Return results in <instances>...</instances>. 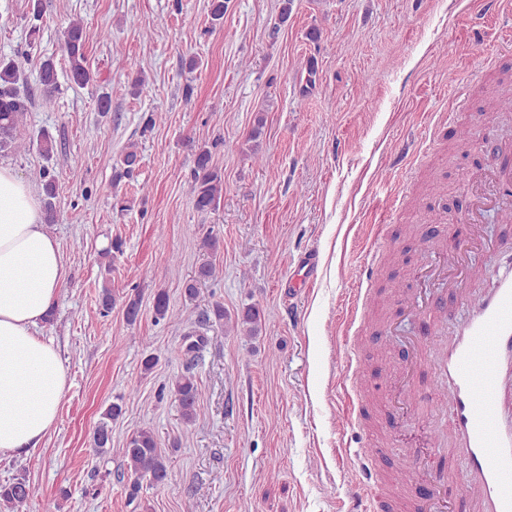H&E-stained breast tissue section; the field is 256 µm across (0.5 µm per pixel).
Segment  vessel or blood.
Segmentation results:
<instances>
[{"instance_id": "1", "label": "vessel or blood", "mask_w": 512, "mask_h": 512, "mask_svg": "<svg viewBox=\"0 0 512 512\" xmlns=\"http://www.w3.org/2000/svg\"><path fill=\"white\" fill-rule=\"evenodd\" d=\"M473 196L469 217L473 224L480 223L487 208L512 204V166H490L476 178ZM483 245V239H471L465 250H452L451 264H439L434 270L447 286L457 289L466 307L464 320L449 329L429 322L438 337L435 347L418 339L413 342L416 357L408 375L432 364L448 391L444 434L426 455L432 460L449 449L465 464L464 476L450 471L431 484L427 496L412 502L413 512H447L452 489L470 501L471 512H512V257L492 287L472 293L463 286L468 276L466 257ZM377 267V255H370L353 293L352 324L360 322ZM353 457L370 503L368 512H402L404 504L390 493L387 476L372 452L360 446Z\"/></svg>"}]
</instances>
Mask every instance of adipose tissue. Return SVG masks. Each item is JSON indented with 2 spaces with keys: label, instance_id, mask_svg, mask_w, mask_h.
<instances>
[{
  "label": "adipose tissue",
  "instance_id": "obj_1",
  "mask_svg": "<svg viewBox=\"0 0 512 512\" xmlns=\"http://www.w3.org/2000/svg\"><path fill=\"white\" fill-rule=\"evenodd\" d=\"M67 274L38 191L0 164V455L38 448L56 423L67 371L39 328Z\"/></svg>",
  "mask_w": 512,
  "mask_h": 512
}]
</instances>
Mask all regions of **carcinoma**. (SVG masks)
I'll use <instances>...</instances> for the list:
<instances>
[{"label":"carcinoma","instance_id":"cac0c4a2","mask_svg":"<svg viewBox=\"0 0 512 512\" xmlns=\"http://www.w3.org/2000/svg\"><path fill=\"white\" fill-rule=\"evenodd\" d=\"M86 34L79 23L70 24L64 32V49L69 62V77L78 86H86L94 81V73L85 54ZM39 82L42 86L41 104L51 108L56 103L58 73L52 59L41 63ZM33 105L31 95L24 89L21 66L13 60L0 59V152H19L26 149V143L17 140V129L26 112ZM42 195L44 220L47 224L57 221L56 177L50 171L42 173ZM224 192V176L213 166L211 151L200 147L195 154L192 193L196 209L206 211L216 206ZM215 266L202 265L197 276L185 284V294L195 299L199 295L198 282L213 277ZM241 324L248 326V333L258 331L262 322L261 312L256 307H248L240 318ZM171 392L178 402L183 420H194L196 404L200 396L197 381L190 375H183L172 383ZM123 414L122 402L112 403L105 411L103 420L97 425L93 442L96 451L105 454L111 450L119 453L126 461L130 473L127 486L129 500H135L141 490V480L161 486L172 480V472L167 464L155 434L149 429H140L127 439L125 447L112 449V421ZM34 492L24 477H17L0 484V509L6 512H28Z\"/></svg>","mask_w":512,"mask_h":512}]
</instances>
